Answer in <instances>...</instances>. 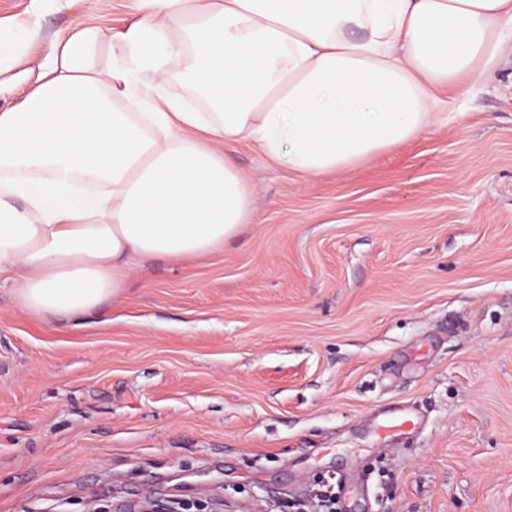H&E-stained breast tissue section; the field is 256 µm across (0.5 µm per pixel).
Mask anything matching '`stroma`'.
Instances as JSON below:
<instances>
[{"label": "stroma", "instance_id": "1", "mask_svg": "<svg viewBox=\"0 0 512 512\" xmlns=\"http://www.w3.org/2000/svg\"><path fill=\"white\" fill-rule=\"evenodd\" d=\"M93 13L0 0V112ZM415 141L305 178L251 143L255 223L54 323L0 288V512H512V37ZM412 416L389 434L384 422Z\"/></svg>", "mask_w": 512, "mask_h": 512}]
</instances>
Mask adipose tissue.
<instances>
[{"mask_svg": "<svg viewBox=\"0 0 512 512\" xmlns=\"http://www.w3.org/2000/svg\"><path fill=\"white\" fill-rule=\"evenodd\" d=\"M95 67L86 24L0 113V277L43 318L118 295L134 259L197 258L254 219L248 141L306 178L411 143L432 89L496 65L512 0H131ZM183 61L181 71L166 63Z\"/></svg>", "mask_w": 512, "mask_h": 512, "instance_id": "obj_1", "label": "adipose tissue"}]
</instances>
